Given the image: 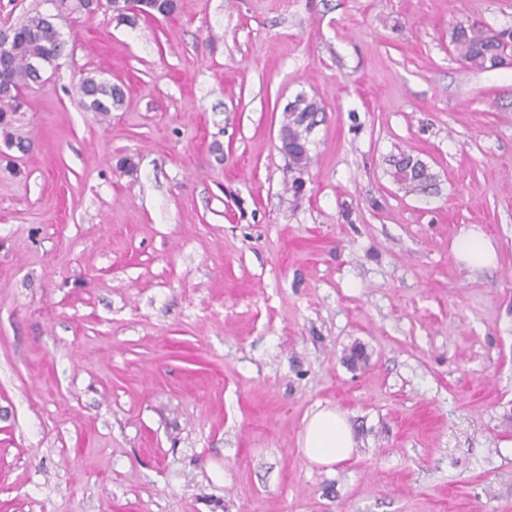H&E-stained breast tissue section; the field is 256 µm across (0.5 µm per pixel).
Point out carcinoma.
<instances>
[{"label": "carcinoma", "instance_id": "1", "mask_svg": "<svg viewBox=\"0 0 512 512\" xmlns=\"http://www.w3.org/2000/svg\"><path fill=\"white\" fill-rule=\"evenodd\" d=\"M55 8H63L71 15L88 13L89 0H49ZM455 57L463 64L479 71H490L502 65V56L512 52V27L494 28L482 22L459 23L450 34ZM64 43L52 26L51 16L36 12L13 27L10 43L0 45V137L6 148L24 153L30 141L19 133L22 89L41 78V69L51 65L62 55ZM77 92L84 111L102 116L124 105L122 86L95 76H85L77 84ZM324 111L314 98L299 95L283 110L282 126L288 128V139L300 142L299 151L288 160V169L297 173L289 189L299 190L298 175L311 162L309 135L316 125V117ZM413 156L402 153L393 161L391 177L408 193L428 192L433 175L421 161L419 169H409Z\"/></svg>", "mask_w": 512, "mask_h": 512}]
</instances>
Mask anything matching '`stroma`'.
<instances>
[{
	"label": "stroma",
	"instance_id": "35a3bbf8",
	"mask_svg": "<svg viewBox=\"0 0 512 512\" xmlns=\"http://www.w3.org/2000/svg\"><path fill=\"white\" fill-rule=\"evenodd\" d=\"M471 19L512 0L59 19L33 147L0 154V512H512V64L454 59ZM88 73L120 110H83ZM300 94L325 112L297 196ZM324 407L356 441L331 466L300 447ZM324 108L315 98L306 95H298L294 101L287 104L283 110L282 126L288 127V135L280 129L278 139L279 150L288 159V139L292 142L299 141V151L288 160V169L297 174H302L311 162L309 135L316 125V117ZM307 121V123H305ZM281 126V127H282ZM411 159H415L412 155L402 153L400 157L393 160L391 166V177L408 193L426 194L433 175L429 172L427 166L420 160L415 159L416 162L412 170L408 169ZM419 165V169H415ZM461 259L472 267L492 264L495 249L493 244L475 228H461L453 244Z\"/></svg>",
	"mask_w": 512,
	"mask_h": 512
}]
</instances>
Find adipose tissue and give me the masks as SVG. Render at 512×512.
<instances>
[{
    "label": "adipose tissue",
    "mask_w": 512,
    "mask_h": 512,
    "mask_svg": "<svg viewBox=\"0 0 512 512\" xmlns=\"http://www.w3.org/2000/svg\"><path fill=\"white\" fill-rule=\"evenodd\" d=\"M301 445L310 461L328 466L348 458L355 446V439L342 413L322 409L307 420Z\"/></svg>",
    "instance_id": "ef3b65f1"
}]
</instances>
